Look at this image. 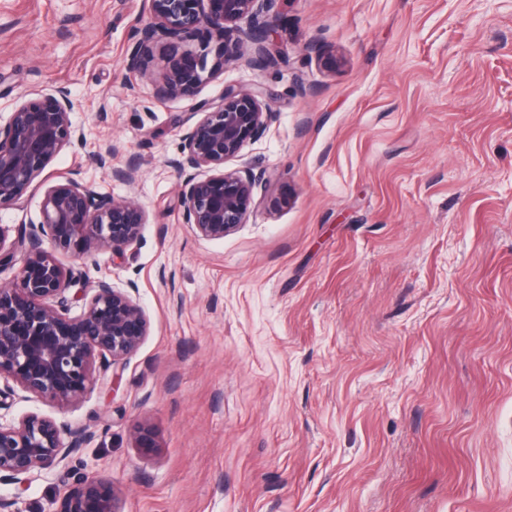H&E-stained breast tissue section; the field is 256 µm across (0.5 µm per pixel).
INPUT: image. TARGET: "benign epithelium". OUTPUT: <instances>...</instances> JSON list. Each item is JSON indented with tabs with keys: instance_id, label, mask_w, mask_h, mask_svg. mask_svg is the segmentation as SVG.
<instances>
[{
	"instance_id": "obj_1",
	"label": "benign epithelium",
	"mask_w": 512,
	"mask_h": 512,
	"mask_svg": "<svg viewBox=\"0 0 512 512\" xmlns=\"http://www.w3.org/2000/svg\"><path fill=\"white\" fill-rule=\"evenodd\" d=\"M273 5L274 0H145L148 21L131 30V60L144 69L154 60V45L168 46L154 80L158 100L189 96L202 81L208 54L181 50L202 27L223 38L224 61L244 57L252 67L268 68L277 63ZM271 96L263 85L226 86L219 101L197 106V120L184 133L176 161L185 175L180 196L184 223L197 234L222 238L261 203L258 188L265 174L226 169L224 163L263 135L271 120ZM72 112L70 90L57 86L21 100L6 125H0V208L15 203L54 158L83 139ZM41 217L39 226L19 228L11 242L0 227V268L14 264L18 249L26 252L15 285L0 288V377L63 409L83 397L96 364L132 354L149 323L128 293L105 280L91 288L81 315L69 318L66 292L82 273L62 266L54 253L120 254L139 237L146 214L132 198L116 199L65 178L45 190ZM46 241L49 251L43 248ZM90 438L83 427L38 414L0 424V483L26 484L33 473L56 468ZM104 485L94 472L73 475L63 485L55 512H118L116 495L104 492Z\"/></svg>"
}]
</instances>
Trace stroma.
<instances>
[{
	"label": "stroma",
	"mask_w": 512,
	"mask_h": 512,
	"mask_svg": "<svg viewBox=\"0 0 512 512\" xmlns=\"http://www.w3.org/2000/svg\"><path fill=\"white\" fill-rule=\"evenodd\" d=\"M273 12L275 67L231 62L160 101L165 47L149 73L129 63L144 0H0V123L67 86L84 141L47 174L147 215L123 253L57 256L85 275L73 293L132 289L149 330L78 403L19 389L0 408L92 434L61 471L0 484L14 512H55L64 471L100 474L119 512H512V0ZM256 84L273 119L226 166L264 173L263 201L198 236L182 136L198 102ZM131 162L136 181L113 180ZM42 199L26 189L0 225H38Z\"/></svg>",
	"instance_id": "obj_1"
}]
</instances>
